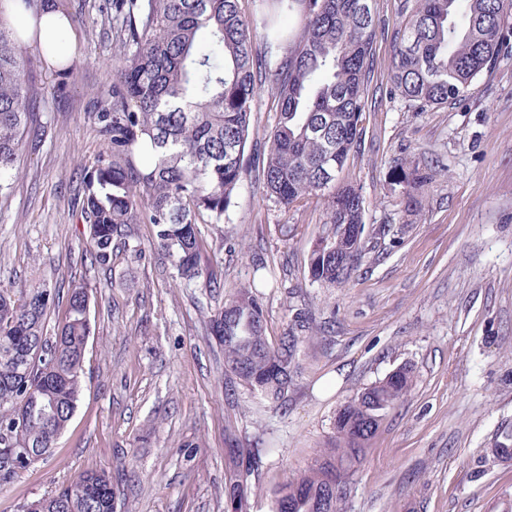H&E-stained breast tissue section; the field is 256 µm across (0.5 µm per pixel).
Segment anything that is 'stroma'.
<instances>
[{"instance_id":"obj_1","label":"stroma","mask_w":512,"mask_h":512,"mask_svg":"<svg viewBox=\"0 0 512 512\" xmlns=\"http://www.w3.org/2000/svg\"><path fill=\"white\" fill-rule=\"evenodd\" d=\"M65 4L79 47L68 75L25 48L45 89L44 133L0 198V288L95 285L92 334L73 418L49 455L0 483V512L87 470L111 476L114 512H233L225 479L259 442L270 452L243 485L246 512H269L272 488L323 452L340 408L404 364L413 385L383 419L343 512H512V463L494 452L512 430V56L465 100L415 109L389 84L405 0H373L376 103L342 173L361 189L369 253L345 285L311 282L322 204L283 209L249 173L229 222L208 230L217 287H187L145 224L110 269L84 258L76 204L85 169L107 148L91 113L112 84V6ZM276 112L263 91L248 166L262 160ZM416 166L428 178L411 212L398 176ZM254 282L265 285L269 335L300 304L333 324L300 343L284 410L235 385L207 330L214 309Z\"/></svg>"}]
</instances>
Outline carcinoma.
Segmentation results:
<instances>
[{
	"label": "carcinoma",
	"mask_w": 512,
	"mask_h": 512,
	"mask_svg": "<svg viewBox=\"0 0 512 512\" xmlns=\"http://www.w3.org/2000/svg\"><path fill=\"white\" fill-rule=\"evenodd\" d=\"M112 0V89L94 113L107 154L83 176L79 217L90 264L108 269L137 226L172 277L206 288L214 281L202 225L222 224L235 207L254 134L255 102L274 76L277 119L257 178L285 210L312 200L326 219L310 254L311 281L348 282L366 254L360 187L339 179L360 146L368 108L366 74L376 20L371 0ZM296 16L298 26H285ZM262 35L263 57L253 52ZM391 60L394 94L423 110L455 103L512 46V0H412ZM24 39L0 8V196L26 139L41 130L43 88ZM425 175L401 178L403 201ZM93 286L67 293L65 320L49 333L60 290L43 282L14 294L0 289V482L8 483L50 453L82 391L92 332ZM224 370L270 404L283 407L294 385L299 344L313 331L299 312L275 340L266 334L258 285L235 290L210 318ZM363 388L339 411L327 450L304 473L273 491L270 512H342L354 473L380 421L408 393L413 371ZM112 480L85 472L42 497L44 512H113Z\"/></svg>",
	"instance_id": "cac0c4a2"
}]
</instances>
